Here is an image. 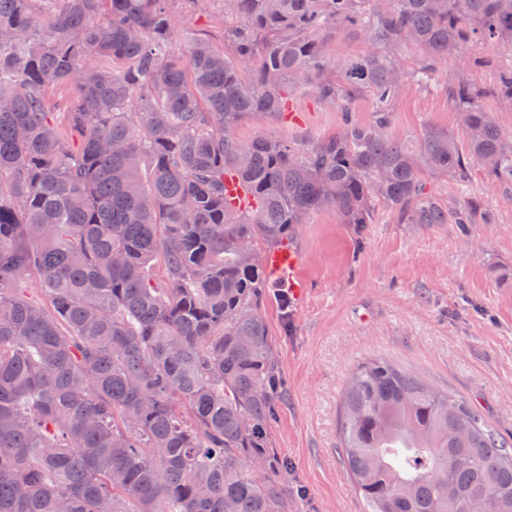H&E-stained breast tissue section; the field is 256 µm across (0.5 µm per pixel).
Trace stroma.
Segmentation results:
<instances>
[{
	"instance_id": "stroma-1",
	"label": "stroma",
	"mask_w": 512,
	"mask_h": 512,
	"mask_svg": "<svg viewBox=\"0 0 512 512\" xmlns=\"http://www.w3.org/2000/svg\"><path fill=\"white\" fill-rule=\"evenodd\" d=\"M178 10L185 26L219 48L225 27L236 24L222 17L215 0ZM490 53L495 66L473 71L452 57L431 84L410 85L391 107V137L414 151L435 128L466 143L446 82L492 89L500 69L512 64V44ZM374 110L367 93L346 115L314 92H298L285 112L247 119L237 135L243 141L288 136L307 148L334 135L344 117L371 123ZM425 182L447 223L411 224L383 205L371 223L359 225L341 223L333 209L317 211L292 240L301 256L300 291L291 292L289 307L269 296L260 309L286 386L272 444L288 460L298 512H367L338 450V405L364 359H388L415 372L474 403L501 434H512V192L477 162L466 185L449 175ZM468 201L475 207L471 223H455Z\"/></svg>"
}]
</instances>
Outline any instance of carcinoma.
<instances>
[{"label": "carcinoma", "instance_id": "1", "mask_svg": "<svg viewBox=\"0 0 512 512\" xmlns=\"http://www.w3.org/2000/svg\"><path fill=\"white\" fill-rule=\"evenodd\" d=\"M171 2L0 0V512H293L259 312L287 284L258 245L324 208L444 224L423 176L463 184L474 160L512 190V131L476 84L447 85L465 145L431 130L414 153L386 133L409 81L454 54L493 65L512 0H219L243 20L222 50L178 41ZM361 34L376 49L329 54ZM68 86L61 123L49 93ZM302 90L345 113L368 92L375 120L346 117L310 149L235 136ZM493 95L512 104V66ZM229 174L255 207L224 195ZM339 423L371 512H512V436L470 401L369 358Z\"/></svg>", "mask_w": 512, "mask_h": 512}]
</instances>
